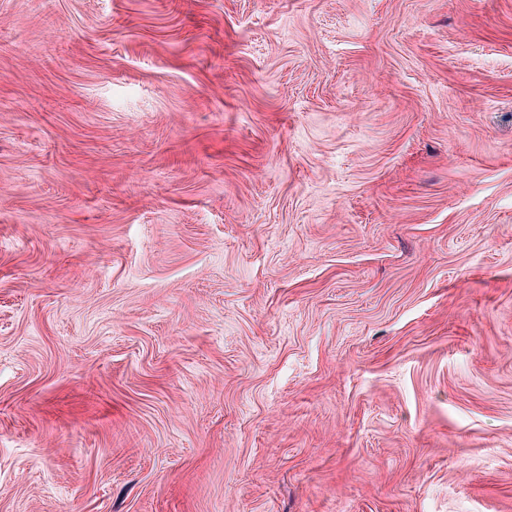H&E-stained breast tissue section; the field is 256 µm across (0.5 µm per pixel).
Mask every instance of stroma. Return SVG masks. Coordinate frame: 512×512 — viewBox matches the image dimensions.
<instances>
[{"label":"stroma","instance_id":"35a3bbf8","mask_svg":"<svg viewBox=\"0 0 512 512\" xmlns=\"http://www.w3.org/2000/svg\"><path fill=\"white\" fill-rule=\"evenodd\" d=\"M0 512H512V0H0Z\"/></svg>","mask_w":512,"mask_h":512}]
</instances>
